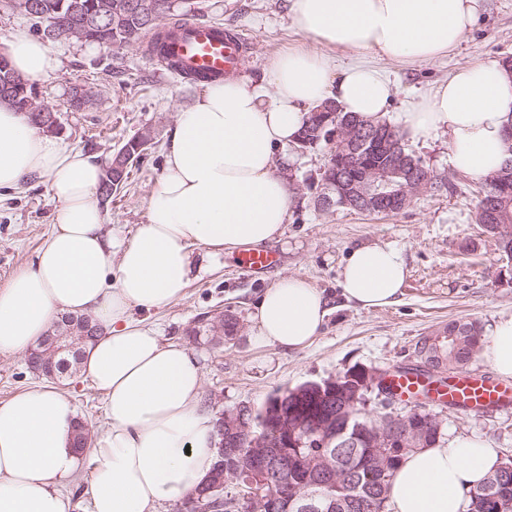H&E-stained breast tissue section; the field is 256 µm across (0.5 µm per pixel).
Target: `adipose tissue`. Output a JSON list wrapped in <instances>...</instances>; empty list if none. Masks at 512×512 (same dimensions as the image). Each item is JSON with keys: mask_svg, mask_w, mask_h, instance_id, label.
Segmentation results:
<instances>
[{"mask_svg": "<svg viewBox=\"0 0 512 512\" xmlns=\"http://www.w3.org/2000/svg\"><path fill=\"white\" fill-rule=\"evenodd\" d=\"M481 7L482 0H288L293 25L317 49L278 54L257 81L230 76L205 83L178 112L147 222L128 240L105 231L97 197L101 162L0 103V188L41 178L54 206L52 231L33 261L0 288V354L28 352L61 316L91 317L102 334L86 348L79 374L102 392L107 418L79 452L78 413L63 391L42 386L0 402V512H69L64 490L85 464L88 512H159L206 478L217 433L201 405L202 369L141 311L182 298L193 249L217 258L281 234L293 195L274 171L275 154L294 141L314 107L330 98L368 124L381 123L394 93L384 62L412 65L448 55ZM322 45L358 59L335 68L319 53ZM6 46L25 80L58 66L53 47L25 29L13 30ZM397 120L411 137L447 132L454 167L486 178L506 157L512 75L496 61L460 64ZM407 274L398 249L369 242L345 257L342 295L360 308L389 306ZM328 313L327 298L310 280L281 277L255 305L254 340L303 349ZM484 356L496 375L512 378V315L490 329ZM500 461L499 449L484 440L436 441L404 458L385 512H466L468 491Z\"/></svg>", "mask_w": 512, "mask_h": 512, "instance_id": "1", "label": "adipose tissue"}]
</instances>
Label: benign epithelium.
<instances>
[{
	"label": "benign epithelium",
	"mask_w": 512,
	"mask_h": 512,
	"mask_svg": "<svg viewBox=\"0 0 512 512\" xmlns=\"http://www.w3.org/2000/svg\"><path fill=\"white\" fill-rule=\"evenodd\" d=\"M95 21L74 22L68 28L54 25L46 30L52 41L65 37L83 41ZM93 100L90 89L73 87L71 105L81 110ZM359 127L343 122L334 131L330 143L333 153L342 152L356 141ZM437 176L432 173L419 177L409 169V159L403 153L391 155L385 168L364 170L356 186L359 201L381 211H388V200L396 197L406 205L414 197L432 189ZM389 373L378 368L354 367L339 377L309 382L266 403L260 417L255 408L241 404L219 414L216 423L217 453L213 472L205 485L213 493L217 512H323V504L302 490L320 484L323 479L336 480L340 469L334 468L329 457L322 454L306 457L292 452L310 444L325 448H356L366 441V447L376 449L372 465L377 470L387 468L390 448H414L426 443L433 434L441 433V423L435 416L420 409L406 414L381 415L379 423L367 427L352 422L350 409L375 391L388 395ZM324 394L338 398L341 416L313 417L300 407L303 396L317 398ZM290 408H285L288 402Z\"/></svg>",
	"instance_id": "benign-epithelium-1"
}]
</instances>
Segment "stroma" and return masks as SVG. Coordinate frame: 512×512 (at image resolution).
I'll list each match as a JSON object with an SVG mask.
<instances>
[{"label": "stroma", "mask_w": 512, "mask_h": 512, "mask_svg": "<svg viewBox=\"0 0 512 512\" xmlns=\"http://www.w3.org/2000/svg\"><path fill=\"white\" fill-rule=\"evenodd\" d=\"M190 20L220 24L246 40L238 76L260 78L268 61L293 48L311 46L288 18V0H189ZM58 68L35 84L39 101L60 124L70 146L109 160L132 136L152 141L132 167L120 193L105 202L107 232L129 238L144 224L147 203L157 188L165 162V143L178 111L201 91L199 81L172 77L150 59L141 44L110 52L96 45L57 41ZM512 57V0H485V8L465 40L448 56L414 66L388 64L396 92L386 122L395 123L457 64L502 61ZM94 93L87 109L67 103L71 86ZM408 148L423 164L447 180L445 188L415 197L404 210L366 215L341 207L320 209L321 174L330 147L278 150L275 172L294 191L295 200L282 234L267 243L278 263L262 273L247 271L237 255L208 259L195 249V264L208 271L192 279L175 304L151 312L164 340L186 345L204 375L203 404L218 414L240 404L262 405L275 390L339 375L356 366L394 369L417 365L416 345L437 324L475 322L489 328L512 315V262L495 235L477 222L481 181L455 169L448 155V135L412 139ZM53 205L47 186L35 178L21 188L0 193V288L34 259L51 230ZM399 249L408 276L397 304L362 309L347 302L339 287L341 263L366 242ZM300 275L323 290L330 313L314 342L288 352L257 347L251 317L261 293L280 277ZM236 320L232 336L215 335L219 316ZM32 373L23 354L0 355V401L45 385ZM80 419L92 433L106 425L103 395L79 377L63 382ZM444 438L472 435L512 455V407L478 412L448 407L432 410Z\"/></svg>", "instance_id": "1"}]
</instances>
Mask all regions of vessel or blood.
Listing matches in <instances>:
<instances>
[{
	"label": "vessel or blood",
	"instance_id": "vessel-or-blood-1",
	"mask_svg": "<svg viewBox=\"0 0 512 512\" xmlns=\"http://www.w3.org/2000/svg\"><path fill=\"white\" fill-rule=\"evenodd\" d=\"M244 46L239 36L193 21L179 28L174 36L163 39L156 57L168 69L199 81L233 73ZM392 384L401 396L426 392L439 402L469 410L512 405V391L487 377L461 374L439 385L424 373L407 371L396 375Z\"/></svg>",
	"mask_w": 512,
	"mask_h": 512
}]
</instances>
